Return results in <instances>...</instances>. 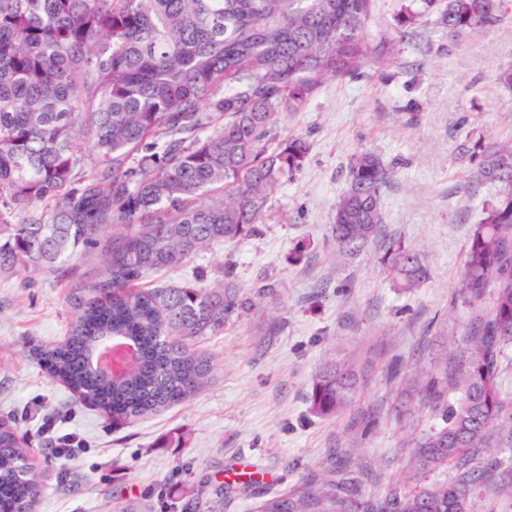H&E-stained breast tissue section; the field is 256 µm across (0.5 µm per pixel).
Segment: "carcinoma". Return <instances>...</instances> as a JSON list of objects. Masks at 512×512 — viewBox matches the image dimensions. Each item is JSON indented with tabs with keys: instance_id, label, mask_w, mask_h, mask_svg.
Segmentation results:
<instances>
[{
	"instance_id": "obj_1",
	"label": "carcinoma",
	"mask_w": 512,
	"mask_h": 512,
	"mask_svg": "<svg viewBox=\"0 0 512 512\" xmlns=\"http://www.w3.org/2000/svg\"><path fill=\"white\" fill-rule=\"evenodd\" d=\"M375 0H0V271L57 272L79 249L112 236L103 274L74 298L64 343L33 359L112 424L185 401L213 372L193 346L253 302L224 273L212 287L140 281L181 265L197 249L256 231L269 190L299 170L309 143L270 136L324 79L354 74L395 50L364 31ZM512 0H447L438 22L459 34L494 25ZM479 175L497 187L468 244L457 296L488 301L470 329L465 361L448 380L410 374L438 423L415 439L411 490L365 500L360 481L331 467L259 500L253 512H472L489 478L512 496V464L483 448L512 447V398L498 363L512 348V139L478 145ZM94 164L85 169V155ZM393 171L357 154L333 217L341 254L382 234L383 193ZM52 204L49 215L38 210ZM398 287L428 278L400 241L379 258ZM135 358L121 374L96 368L109 338ZM358 376L342 360L314 379L311 412L341 414ZM450 473L429 480L431 473ZM15 419L0 417V512H32L42 494Z\"/></svg>"
}]
</instances>
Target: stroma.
Masks as SVG:
<instances>
[{
	"label": "stroma",
	"mask_w": 512,
	"mask_h": 512,
	"mask_svg": "<svg viewBox=\"0 0 512 512\" xmlns=\"http://www.w3.org/2000/svg\"><path fill=\"white\" fill-rule=\"evenodd\" d=\"M512 67V13L486 29L450 34L429 14L389 60L355 77L324 81L278 137H305L303 167L274 186L253 235L199 250L159 280L206 277L226 268L252 310L197 344L213 360L193 397L121 427L53 380L32 350L64 340L73 299L104 269L121 225L65 273L0 272V415L14 417L34 462L45 469L33 512H198L219 482L232 484L223 512H251L262 496L301 484L329 460L353 463L370 479L364 498L402 484L413 440L435 425L428 404L409 399L413 369L442 374L461 358L482 305L457 296L464 258L482 207L495 188L463 154L480 140L512 138V90L497 80ZM376 153L393 169L384 192L383 235L356 255L337 254L332 217L351 158ZM400 240L430 270L417 288H398L379 258ZM353 360L359 395L335 418L309 412L312 382L331 361ZM70 434L74 460L52 449ZM262 483L242 488L241 472Z\"/></svg>",
	"instance_id": "obj_1"
}]
</instances>
